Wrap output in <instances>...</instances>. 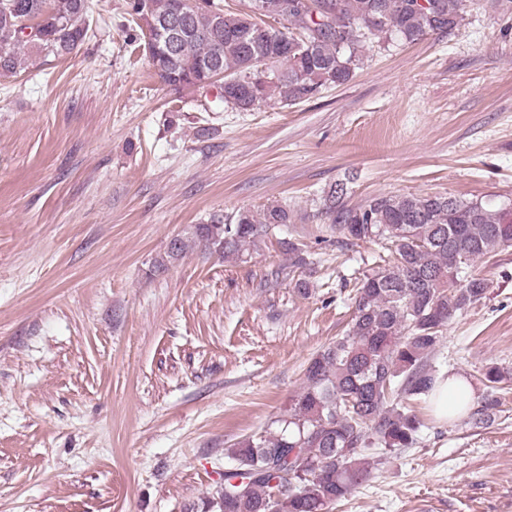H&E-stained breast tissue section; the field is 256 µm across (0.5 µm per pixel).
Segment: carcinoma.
<instances>
[{
	"label": "carcinoma",
	"mask_w": 512,
	"mask_h": 512,
	"mask_svg": "<svg viewBox=\"0 0 512 512\" xmlns=\"http://www.w3.org/2000/svg\"><path fill=\"white\" fill-rule=\"evenodd\" d=\"M315 13L295 8L274 27L243 0L230 10L216 0L182 16L177 0H151L154 13L196 35L187 48L156 50V37L128 10L133 38L162 81L192 87L218 71L239 80L224 104L248 112L274 96L290 104L326 85L351 80L366 39L397 37L413 43L452 34L465 21L466 0H312ZM90 0H0V77L39 56H63L89 38ZM35 27L36 36H24ZM267 79L255 82L260 64ZM347 187L330 188L331 223L358 241H385L390 256L357 283L346 334L304 369L303 387L288 401L278 430L247 436L227 449L234 471L212 506L219 512H331L367 482L371 446L408 448L422 422L399 399H429L438 377L428 361L448 323L485 298L488 284L469 269L512 247V200L498 204L447 195H383L359 206L344 202ZM290 221L288 209L269 205L196 224L172 238L153 262L165 269L202 246L240 256Z\"/></svg>",
	"instance_id": "carcinoma-1"
}]
</instances>
